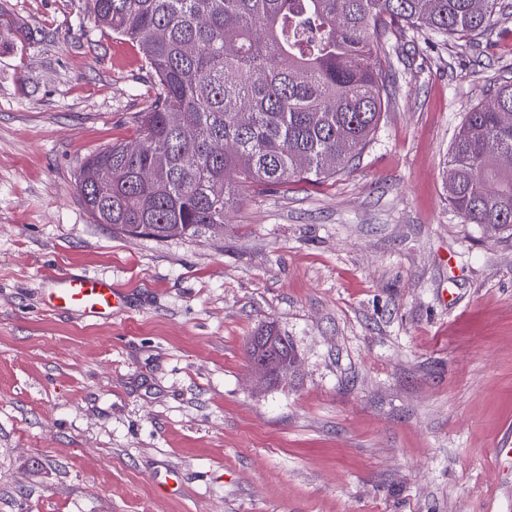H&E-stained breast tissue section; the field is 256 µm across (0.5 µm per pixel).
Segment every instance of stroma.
<instances>
[{"mask_svg": "<svg viewBox=\"0 0 512 512\" xmlns=\"http://www.w3.org/2000/svg\"><path fill=\"white\" fill-rule=\"evenodd\" d=\"M501 2L487 37L386 30L392 99L349 171L160 241L76 189L155 96L137 47L76 0H0V512H512V234L445 188L512 78ZM58 272L123 298L49 310ZM266 322L297 353L270 385L244 362Z\"/></svg>", "mask_w": 512, "mask_h": 512, "instance_id": "35a3bbf8", "label": "stroma"}]
</instances>
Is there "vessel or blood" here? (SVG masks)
<instances>
[{
    "mask_svg": "<svg viewBox=\"0 0 512 512\" xmlns=\"http://www.w3.org/2000/svg\"><path fill=\"white\" fill-rule=\"evenodd\" d=\"M49 304L56 311H76L97 319L110 316L120 295L110 280L77 274H55L49 279Z\"/></svg>",
    "mask_w": 512,
    "mask_h": 512,
    "instance_id": "obj_1",
    "label": "vessel or blood"
}]
</instances>
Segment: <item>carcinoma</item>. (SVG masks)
I'll list each match as a JSON object with an SVG mask.
<instances>
[{
    "instance_id": "obj_1",
    "label": "carcinoma",
    "mask_w": 512,
    "mask_h": 512,
    "mask_svg": "<svg viewBox=\"0 0 512 512\" xmlns=\"http://www.w3.org/2000/svg\"><path fill=\"white\" fill-rule=\"evenodd\" d=\"M138 47L155 97L137 134L90 154L81 201L123 235H224L246 192L331 178L372 141L388 106L381 32L484 36L500 0H78ZM192 131L191 138L183 136ZM448 203L467 224L512 230V80L467 112L446 159ZM283 367L293 343L272 325Z\"/></svg>"
}]
</instances>
